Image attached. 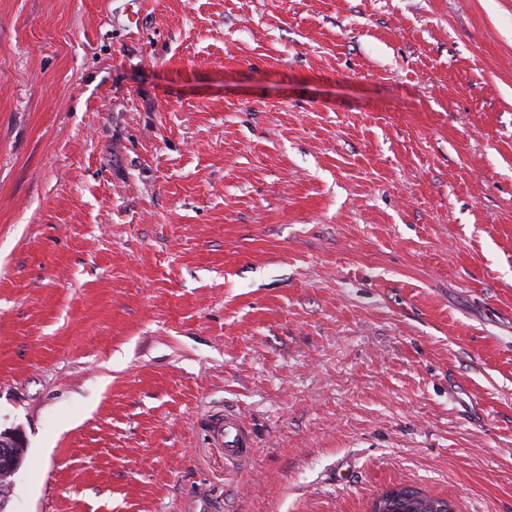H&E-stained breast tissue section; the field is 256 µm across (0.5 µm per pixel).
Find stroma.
<instances>
[{
    "mask_svg": "<svg viewBox=\"0 0 512 512\" xmlns=\"http://www.w3.org/2000/svg\"><path fill=\"white\" fill-rule=\"evenodd\" d=\"M7 428L5 512H512V0H0ZM213 438L224 446V452L235 459L247 458L252 450L250 433L234 413L224 411V417L215 420ZM17 448H26V440L20 429L0 432V473L11 477L20 468V455ZM448 502L443 497L408 487L403 489V496L382 501L380 512H448L441 508L443 506H449L450 512H455L452 502Z\"/></svg>",
    "mask_w": 512,
    "mask_h": 512,
    "instance_id": "1",
    "label": "stroma"
}]
</instances>
